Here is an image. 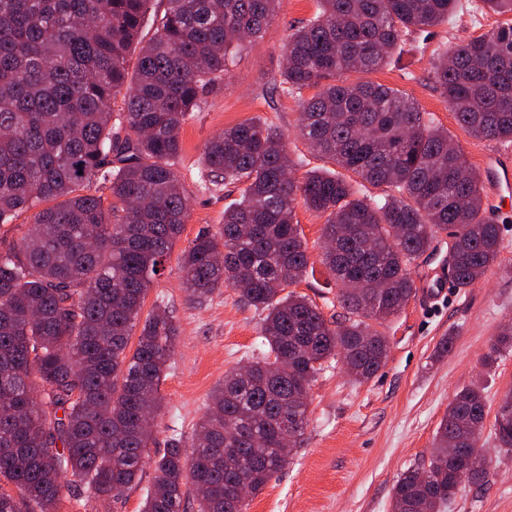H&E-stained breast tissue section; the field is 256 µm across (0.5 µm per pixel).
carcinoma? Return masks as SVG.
I'll use <instances>...</instances> for the list:
<instances>
[{
    "label": "carcinoma",
    "mask_w": 512,
    "mask_h": 512,
    "mask_svg": "<svg viewBox=\"0 0 512 512\" xmlns=\"http://www.w3.org/2000/svg\"><path fill=\"white\" fill-rule=\"evenodd\" d=\"M149 2L0 0V224L36 209L19 241L0 250V512H59L80 490L107 499L142 471L178 336L166 306L144 318L141 310L188 214L180 129L228 81L234 50L261 36L279 0H165L143 42ZM316 2L270 91L319 88L300 100L297 131L335 169L294 177L304 160L261 119L205 144L202 186L233 184L240 198L217 233H199L183 252L184 284L198 302L231 287L265 312L267 351L213 390L191 449L168 441L141 512H187L191 502L196 512H243L238 486L259 494L303 447L308 390L324 364L337 358L360 380L382 367L387 344L374 324L408 302L410 266L440 233L452 230L456 287L500 263L481 174L448 130L400 90L332 82L401 57L407 36L448 21L458 0ZM480 3L512 14V0ZM431 74L463 128L512 142L511 22L437 54ZM121 93L125 109L114 112ZM353 175L382 193H361ZM101 181L121 207L89 193ZM300 203L325 217L323 263L339 285L340 322L286 291L309 264ZM485 408L478 384L455 395L427 465L397 481L393 512H442L463 483L485 482ZM493 430L512 450V389ZM257 440L267 448L260 456Z\"/></svg>",
    "instance_id": "1"
}]
</instances>
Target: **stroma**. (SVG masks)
<instances>
[{"instance_id": "1", "label": "stroma", "mask_w": 512, "mask_h": 512, "mask_svg": "<svg viewBox=\"0 0 512 512\" xmlns=\"http://www.w3.org/2000/svg\"><path fill=\"white\" fill-rule=\"evenodd\" d=\"M479 5L480 0H459L458 12L448 23L412 33L400 61L363 76L345 74L344 80L363 78L409 94L436 125L447 128L468 163L481 170L486 155L498 144L473 137L457 122L429 66L434 53L501 24V16L483 13ZM315 11V0H279L272 25L239 52L230 86L210 91L184 122L178 168L184 177L188 217L143 306L148 312L157 303H167L179 327L171 368L161 386L164 406L148 448L150 461L117 499H92L83 505L66 501L60 512H140L153 486L152 459L166 448L167 438L175 433L191 444L212 390L223 383L225 374L261 350V312L231 288L204 302L192 301L180 258L199 232L218 230L225 208L239 196L231 185L203 190L197 184L203 148L213 136L243 122L266 120L284 131L291 157L304 158L310 169L322 166V159L297 134L299 98L275 96L267 88L283 65L294 28ZM296 218L309 266L294 289L309 297L328 321L342 319L338 290L322 262L324 219L301 205ZM449 243V234L441 233L435 251L412 265L414 293L396 315L378 326L388 353L372 379L356 381L342 363H325L309 390L302 448L287 467L271 476L261 493L248 498L246 512H393L397 480L426 462L449 402L478 379L485 385L483 440L490 450V476L483 485H463L448 512H512V451L498 447L493 433L500 400L512 388V349L502 350L494 366L483 364L502 327L512 320V277L494 266L473 287L433 295L427 283L448 275ZM448 336L454 339L451 351L435 358L439 342Z\"/></svg>"}]
</instances>
